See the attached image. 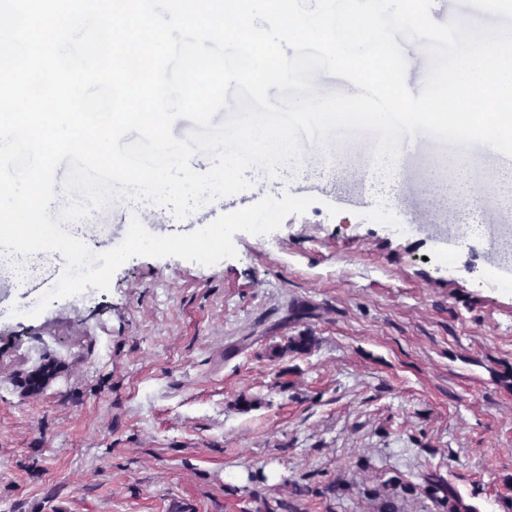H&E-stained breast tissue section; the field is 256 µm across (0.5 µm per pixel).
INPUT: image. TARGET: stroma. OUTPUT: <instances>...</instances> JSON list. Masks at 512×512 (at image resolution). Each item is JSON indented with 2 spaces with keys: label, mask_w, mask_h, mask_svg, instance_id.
I'll use <instances>...</instances> for the list:
<instances>
[{
  "label": "stroma",
  "mask_w": 512,
  "mask_h": 512,
  "mask_svg": "<svg viewBox=\"0 0 512 512\" xmlns=\"http://www.w3.org/2000/svg\"><path fill=\"white\" fill-rule=\"evenodd\" d=\"M431 17L503 24L468 0ZM455 155L475 185L508 164L421 133L389 177L341 134L181 221L115 200L65 230L99 253L134 217L167 235L265 194L315 202L235 234V258L134 257L109 291L34 318L64 264L20 283L0 256V512H446L432 475L478 512H512V206L498 191L465 213L444 182L427 191ZM306 329L311 353L274 356ZM48 358L60 375L27 394Z\"/></svg>",
  "instance_id": "obj_1"
}]
</instances>
